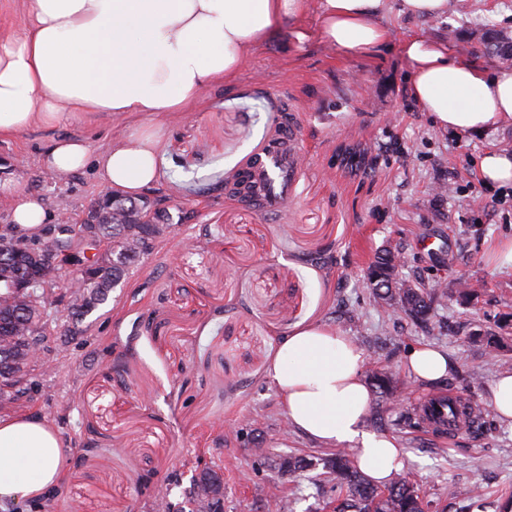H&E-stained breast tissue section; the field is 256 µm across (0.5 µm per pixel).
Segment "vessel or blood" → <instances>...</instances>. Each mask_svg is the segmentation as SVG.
<instances>
[{"mask_svg": "<svg viewBox=\"0 0 512 512\" xmlns=\"http://www.w3.org/2000/svg\"><path fill=\"white\" fill-rule=\"evenodd\" d=\"M296 150V126L284 121L241 171L239 199L267 215L282 213L297 172ZM413 411L422 428L434 437L451 440L466 429L453 392L439 393L417 403Z\"/></svg>", "mask_w": 512, "mask_h": 512, "instance_id": "1", "label": "vessel or blood"}]
</instances>
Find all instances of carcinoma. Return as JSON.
<instances>
[{"mask_svg":"<svg viewBox=\"0 0 512 512\" xmlns=\"http://www.w3.org/2000/svg\"><path fill=\"white\" fill-rule=\"evenodd\" d=\"M477 45L487 54L512 57V41H506L492 26L478 29ZM103 237L112 243V259L102 270L91 271L89 281L82 287L66 289V321L74 326L83 323L88 314L105 303L112 288L129 274L130 267L150 251L161 234L172 226V216L164 209L154 208L147 197L138 199L112 195L94 215ZM51 238L43 235L31 244L18 241L10 268L25 269L43 261L44 250ZM391 252L376 254L366 269L364 281L381 308L396 305L394 314H404L417 320L428 318L434 289L420 286L405 287L396 280L392 288H378L376 283L386 280ZM62 274L54 270L45 279L30 287L17 288L7 280L0 282V411L14 408L26 393L21 386L32 367L29 356L31 345L46 349L47 305L49 297L59 287ZM370 386L380 397L394 395L393 380L375 369L370 372ZM468 414L475 428L481 429L488 413L478 401L468 404ZM256 452L261 461L270 460L275 468L293 477L297 482L304 473L318 464L322 466V481L336 490L334 512H428L429 502L421 489L407 476H398L380 487L365 476L355 456L347 450H338L314 462L295 455L272 456L265 448ZM224 495V477L211 468L200 469L191 480L187 494L190 509L185 511L169 503H152V512H219L220 496Z\"/></svg>","mask_w":512,"mask_h":512,"instance_id":"cac0c4a2","label":"carcinoma"}]
</instances>
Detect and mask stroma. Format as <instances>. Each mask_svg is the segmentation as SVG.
Listing matches in <instances>:
<instances>
[{"mask_svg": "<svg viewBox=\"0 0 512 512\" xmlns=\"http://www.w3.org/2000/svg\"><path fill=\"white\" fill-rule=\"evenodd\" d=\"M388 0L390 40L369 56L343 51L321 32L318 5L259 45L230 79L209 85L185 111L151 120L140 112L35 125L0 140V178L41 198L52 222L82 223L103 194L95 168L57 179L41 153L62 134L83 136L92 155L141 128L159 130L161 180L147 197L173 225L87 317L88 331L50 327V366H32L19 406L55 425L71 455L60 490L19 512H152L138 478L164 483L184 501L196 469L224 473V512H265L276 488L281 512H318L329 486L296 485L257 461L256 447L320 456L325 445L287 431L286 411L268 367L282 338L325 323L351 336L364 371H391L400 406L367 431L393 437L404 472L432 512H503L512 493V423L489 415L479 436L440 440L398 426L434 386L412 378L413 349L434 345L455 362L443 390L488 401L512 351L490 357L477 333L512 334V266L496 245L512 237V196L496 201L479 163L487 150L512 153V125L485 136L440 128L410 97V65L400 44L419 35L447 42L455 56L485 67L502 58L469 38L478 19L512 33V0H450L447 14L415 18ZM304 31L297 41L296 31ZM293 118L298 172L282 215L270 217L226 194L218 182L249 162L283 117ZM445 241L431 255L422 239ZM403 253L401 277L434 286L430 319L387 315L362 283L380 250ZM477 299L457 292L460 279ZM480 486L482 505L449 497Z\"/></svg>", "mask_w": 512, "mask_h": 512, "instance_id": "35a3bbf8", "label": "stroma"}]
</instances>
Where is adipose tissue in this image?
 Masks as SVG:
<instances>
[{"label":"adipose tissue","instance_id":"ef3b65f1","mask_svg":"<svg viewBox=\"0 0 512 512\" xmlns=\"http://www.w3.org/2000/svg\"><path fill=\"white\" fill-rule=\"evenodd\" d=\"M385 2L320 0L323 37L374 53L390 38ZM307 8L308 0H29L24 33L0 43V139L91 113L182 111ZM401 51L413 99L439 126L484 135L512 122V67H478L419 36L405 38ZM156 141L153 132L132 134L94 159L83 138L66 134L42 162L58 177L95 165L107 189L136 197L159 177ZM0 191L14 200V232L40 235L47 219L41 199L8 179ZM363 363L350 336L316 324L284 337L268 373L294 430L326 445L358 443L361 471L385 484L403 469L404 453L393 438L363 428L370 401ZM408 365L434 385L453 369L428 346L414 349ZM66 457L56 428L43 419L0 417V502L48 498L63 481Z\"/></svg>","mask_w":512,"mask_h":512}]
</instances>
